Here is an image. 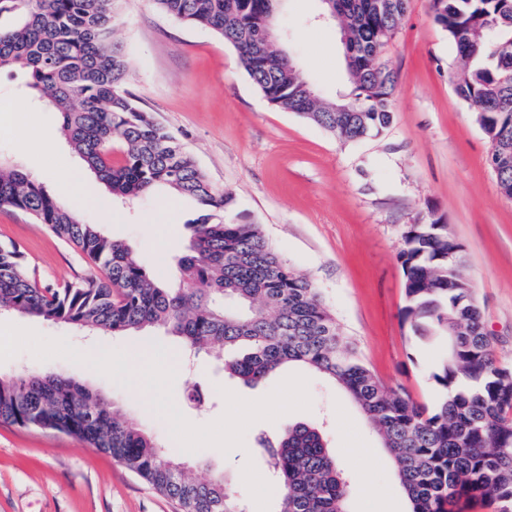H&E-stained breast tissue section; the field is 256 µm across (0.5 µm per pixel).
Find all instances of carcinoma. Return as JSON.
<instances>
[{
  "label": "carcinoma",
  "instance_id": "1",
  "mask_svg": "<svg viewBox=\"0 0 512 512\" xmlns=\"http://www.w3.org/2000/svg\"><path fill=\"white\" fill-rule=\"evenodd\" d=\"M118 0H0V70L26 72L27 88L61 116L60 130L112 197L133 201L163 187L198 204L176 259L186 288L163 283L168 258L145 267L127 243L83 224L44 186L0 166V208L29 214L74 245L101 275L57 286L29 270L15 244H0V311L114 336L163 329L181 354L214 356L224 374L253 385L299 365L338 385L393 458L410 512H512V366H497L462 246L448 225L413 224L400 252L405 320L414 336H444L432 371V407L387 390L336 324L321 293L273 249L258 225L229 218L234 197L208 182L177 137L128 90L130 63L116 39ZM171 21L206 28L233 45L257 90L344 142L390 124L396 77L377 69L407 0H337L323 15L340 28L351 96L316 94L274 40L268 17L282 0H152ZM434 22L461 61L456 95L491 148L512 154V0H432ZM347 106L349 112L336 108ZM122 159L112 161L114 142ZM512 198V162L495 172ZM0 422L62 429L110 455L181 512H248L214 474L199 480L174 449L129 422L104 394L62 372L0 375ZM259 446L277 477V512H347L348 482L322 427L296 423Z\"/></svg>",
  "mask_w": 512,
  "mask_h": 512
}]
</instances>
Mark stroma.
I'll return each mask as SVG.
<instances>
[{"mask_svg": "<svg viewBox=\"0 0 512 512\" xmlns=\"http://www.w3.org/2000/svg\"><path fill=\"white\" fill-rule=\"evenodd\" d=\"M118 37L131 60L129 91L196 158L211 185L231 191L234 210L259 224L278 254L320 289L345 334L386 388L402 387L432 404L439 388L431 367L444 342H418L403 316L404 274L399 253L410 225H448L463 246L483 324L497 362L512 364V199L504 197L489 165L490 143L450 76L459 60L433 20L431 0H408L382 59L395 72L393 119L380 135L343 143L297 115L272 107L250 81L236 50L199 27L174 23L151 0H121ZM319 0H287L273 29L297 66L328 96L351 90L335 26L319 18ZM56 144L35 155L19 146L20 132ZM0 161L25 169L55 193V181L82 175L83 161L60 133L58 112L39 105L22 74L0 73ZM97 186L86 182L75 216L103 224ZM194 203L157 191L133 204L114 202L104 231L130 244L144 265L175 255L188 237ZM14 242L37 277L74 282L97 269L73 245L22 211L0 209V242ZM0 323L66 338L85 353L110 348L137 353L138 335L85 336L36 319L0 313ZM47 368L64 372L116 401L146 432L169 439L141 387H127L63 358L39 361L23 351L0 363V373ZM286 367L247 386L225 377L211 359L178 366L174 401L193 424L206 425L226 409L223 390L255 400L293 375ZM311 407L276 421L254 423L243 447L182 453L194 475L223 473L249 512H276V485L257 439L288 425L324 421L327 439L350 485L349 512H408L391 457L359 409L335 383L305 371ZM195 380L203 406L186 398ZM375 454L362 458L361 449ZM372 492L363 494L359 475ZM0 512H180L156 491L87 443L56 430L0 423Z\"/></svg>", "mask_w": 512, "mask_h": 512, "instance_id": "stroma-1", "label": "stroma"}]
</instances>
